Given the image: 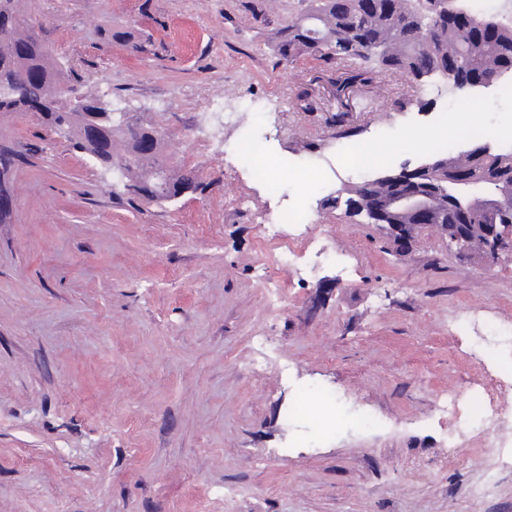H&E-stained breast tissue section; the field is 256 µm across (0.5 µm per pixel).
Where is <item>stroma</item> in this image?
I'll use <instances>...</instances> for the list:
<instances>
[{
	"label": "stroma",
	"mask_w": 512,
	"mask_h": 512,
	"mask_svg": "<svg viewBox=\"0 0 512 512\" xmlns=\"http://www.w3.org/2000/svg\"><path fill=\"white\" fill-rule=\"evenodd\" d=\"M24 9L72 84L150 116L203 189L128 204L35 114L0 112L18 158L0 220V512H512L492 431L454 463L433 414L446 394L512 414V252L462 258L427 230L399 256L381 225L322 205L464 149L467 117L512 151V81L455 105L396 73L337 91L351 62L278 52L301 0ZM120 27L147 52L112 41ZM257 141L279 194L240 153ZM354 141L382 164L347 170ZM294 207L308 223L267 239ZM298 382L341 401L300 405ZM360 410L381 429L354 426Z\"/></svg>",
	"instance_id": "35a3bbf8"
}]
</instances>
